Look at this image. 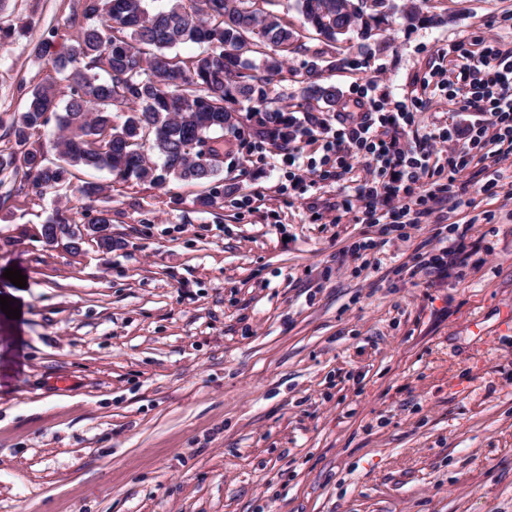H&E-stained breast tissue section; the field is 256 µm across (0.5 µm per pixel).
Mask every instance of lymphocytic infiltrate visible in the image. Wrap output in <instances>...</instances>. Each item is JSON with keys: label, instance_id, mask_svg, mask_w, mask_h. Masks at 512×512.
<instances>
[{"label": "lymphocytic infiltrate", "instance_id": "f902f5d3", "mask_svg": "<svg viewBox=\"0 0 512 512\" xmlns=\"http://www.w3.org/2000/svg\"><path fill=\"white\" fill-rule=\"evenodd\" d=\"M451 51L461 61L456 94L464 108L484 115L482 121L466 129L473 150H484L491 142L512 145V51H501L490 41L476 53L459 43ZM357 103L365 108L363 117L340 119L338 128L322 145L321 163L346 172L349 157L368 158L372 176L359 184L355 200L345 201V211L361 212L364 223L374 224L384 203L399 197L403 203L391 213L393 227L403 230L418 226L424 212L416 207V190L420 180L434 171L432 153L426 149L406 152L396 137L397 132L414 125L416 114L403 103L394 111L384 110L364 93Z\"/></svg>", "mask_w": 512, "mask_h": 512}]
</instances>
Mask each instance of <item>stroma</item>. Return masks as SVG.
I'll use <instances>...</instances> for the list:
<instances>
[{
    "instance_id": "obj_1",
    "label": "stroma",
    "mask_w": 512,
    "mask_h": 512,
    "mask_svg": "<svg viewBox=\"0 0 512 512\" xmlns=\"http://www.w3.org/2000/svg\"><path fill=\"white\" fill-rule=\"evenodd\" d=\"M360 52L306 33L268 105L314 118L296 139L303 187L284 150L251 135L221 142L224 187L202 211L199 185L110 187L113 249L48 246L52 209L93 217L62 189L0 207V512H512V166L487 188L474 157L426 223L397 237L342 205L368 177L314 172L325 126L360 90L416 105L401 139L439 158V128L473 115L431 83L449 46L484 38L512 50V0H393ZM427 23L408 24L400 5ZM76 0H0V118L21 87L55 79L51 54L82 25ZM341 92L335 110L303 98L311 64ZM470 225L463 266L411 274L435 228ZM374 240L353 255L357 240ZM20 269L26 287L4 278Z\"/></svg>"
}]
</instances>
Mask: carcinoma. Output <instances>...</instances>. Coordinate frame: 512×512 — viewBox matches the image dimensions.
<instances>
[{
    "label": "carcinoma",
    "mask_w": 512,
    "mask_h": 512,
    "mask_svg": "<svg viewBox=\"0 0 512 512\" xmlns=\"http://www.w3.org/2000/svg\"><path fill=\"white\" fill-rule=\"evenodd\" d=\"M86 24L79 28L53 66L66 85L40 84L25 93L23 110L13 113L9 136L18 151L0 150V187L12 175L14 193L39 194L62 185L95 203L105 186L77 176L82 170H109L122 181L163 187L172 180L215 181L217 135L238 128L235 105L259 115L255 135L288 144V115L264 106L267 85L288 56L301 49L287 19L263 8L272 0H166L153 10L148 0H77ZM355 0H296L304 25L329 47L343 42L347 27L361 40L390 0H364L365 11H349ZM196 44L201 51L183 58L168 50ZM302 95L330 110L340 99L336 86L308 70ZM55 122L47 158L39 142ZM68 208L56 207L42 225L72 224Z\"/></svg>",
    "instance_id": "1"
}]
</instances>
